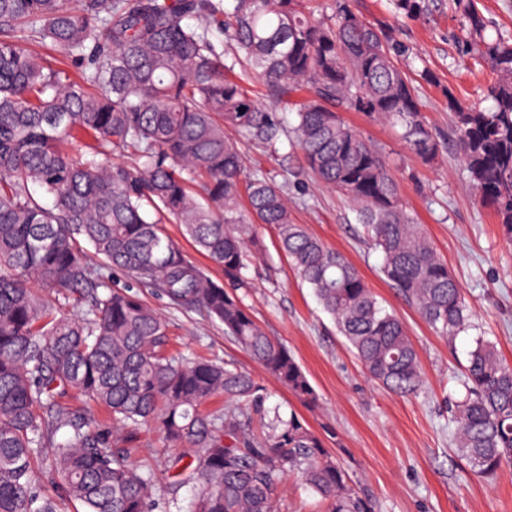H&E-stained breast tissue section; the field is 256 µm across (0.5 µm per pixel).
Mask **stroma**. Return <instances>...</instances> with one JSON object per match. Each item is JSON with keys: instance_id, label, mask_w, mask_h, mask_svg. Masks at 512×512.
<instances>
[{"instance_id": "obj_1", "label": "stroma", "mask_w": 512, "mask_h": 512, "mask_svg": "<svg viewBox=\"0 0 512 512\" xmlns=\"http://www.w3.org/2000/svg\"><path fill=\"white\" fill-rule=\"evenodd\" d=\"M364 19L381 25L408 49L400 66L415 89L422 114L445 145L434 163L417 157L390 125L358 112L342 118L379 149L398 181L403 202L425 228L463 290L469 326L453 341L439 337L385 281L381 258L368 245L348 200L319 186L305 172L299 150L281 145L271 155L240 139L247 171L262 169L282 184L295 223L305 224L330 249L353 264L389 310L405 320L425 372L424 390L399 396L369 378L279 249L273 227L259 224L264 260L249 269L245 302L266 333L294 355L318 394L302 406L286 388L263 376L261 367L222 326L185 311L148 289L140 295L169 325L184 355L201 353L235 363L259 376L268 403L282 414L296 412L323 440L351 479L376 504V512H512V470L488 482L465 470L449 438L447 400L477 337L496 342L512 363V243L503 240L489 208L467 189V174L452 141L449 97L490 106V65L466 44L464 18L455 0H424L420 16L394 12L388 0H349Z\"/></svg>"}]
</instances>
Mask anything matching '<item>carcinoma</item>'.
<instances>
[{"label":"carcinoma","mask_w":512,"mask_h":512,"mask_svg":"<svg viewBox=\"0 0 512 512\" xmlns=\"http://www.w3.org/2000/svg\"><path fill=\"white\" fill-rule=\"evenodd\" d=\"M308 2L0 0V512H58L60 501L81 512H158L186 485L188 512H281L292 474L327 512H374L304 419L266 407L263 386L234 364L170 352L166 321L138 293L112 286V274H124L223 325L314 406L298 361L240 296L264 255L254 225L270 224L369 377L402 396L421 392L404 322L342 254L294 223L276 182L244 174L229 127L273 152L280 137L291 141L309 173L351 203L391 288L448 340L466 329L462 290L383 155L340 118L352 111L388 123L423 162L437 158L441 141L396 63L404 49L344 0L322 18ZM392 4L423 11L422 0ZM457 7L495 79L489 108L448 97L455 146L469 192L511 243L512 42L490 38L471 3ZM214 27L229 33L233 52L217 49ZM33 38L80 63L82 82L23 47ZM237 67L245 78L227 76ZM247 80L295 123L260 108ZM79 134L93 143L77 156L68 145ZM116 153L124 160L109 161ZM168 222L224 280L183 253L162 229ZM33 281L78 313L61 314ZM461 386L451 445L491 481L512 468V366L494 342L476 338ZM216 397L224 405L208 409ZM144 427L188 454L139 455ZM159 469L169 479L163 495Z\"/></svg>","instance_id":"cac0c4a2"}]
</instances>
